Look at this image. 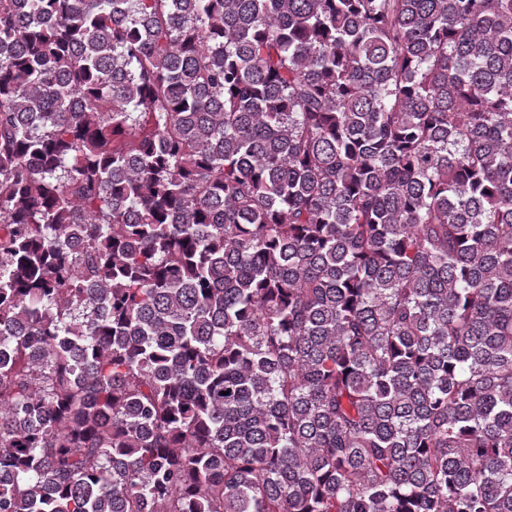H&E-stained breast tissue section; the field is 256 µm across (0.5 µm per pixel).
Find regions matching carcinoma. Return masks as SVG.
I'll return each instance as SVG.
<instances>
[{"label": "carcinoma", "mask_w": 512, "mask_h": 512, "mask_svg": "<svg viewBox=\"0 0 512 512\" xmlns=\"http://www.w3.org/2000/svg\"><path fill=\"white\" fill-rule=\"evenodd\" d=\"M0 512H512V0H0Z\"/></svg>", "instance_id": "cac0c4a2"}]
</instances>
